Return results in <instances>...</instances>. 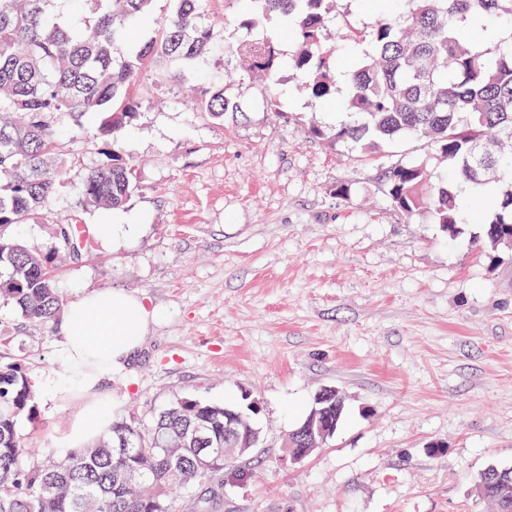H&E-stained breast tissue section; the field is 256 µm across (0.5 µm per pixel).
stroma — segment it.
Returning <instances> with one entry per match:
<instances>
[{
	"label": "stroma",
	"instance_id": "stroma-1",
	"mask_svg": "<svg viewBox=\"0 0 512 512\" xmlns=\"http://www.w3.org/2000/svg\"><path fill=\"white\" fill-rule=\"evenodd\" d=\"M204 7L210 54L157 88L122 135L139 188L114 219L138 232L118 247L88 239L55 263L63 299L120 289L157 315L99 398L113 420L146 423L182 397L255 399L256 474L225 478L219 512H495L473 486L488 467L512 468V250L475 247L488 215L450 238L428 214L394 209L379 170L419 161L443 176L430 147L360 154L316 138L311 127L346 120L345 87L315 99L288 66L272 78L225 72L247 11L243 0ZM373 19L370 0H339L327 30L339 70L358 55L348 24ZM205 82L236 105L223 121L190 102ZM272 95L280 111L267 109ZM65 147L67 195L17 227L34 246H49L100 160L88 139ZM63 339L61 322L0 308V363L37 386L38 422L20 432L39 455L64 451V424L86 411L68 389ZM330 386L346 397L334 437L283 464L284 435Z\"/></svg>",
	"mask_w": 512,
	"mask_h": 512
}]
</instances>
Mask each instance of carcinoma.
Wrapping results in <instances>:
<instances>
[{"label": "carcinoma", "instance_id": "1", "mask_svg": "<svg viewBox=\"0 0 512 512\" xmlns=\"http://www.w3.org/2000/svg\"><path fill=\"white\" fill-rule=\"evenodd\" d=\"M71 0H0V306L46 325L63 297L53 280V257L74 255L83 242L76 214L56 224L47 252L30 246L16 226L48 213L68 188L65 131L87 136L101 160L86 169L76 208L108 214L137 189L135 161L121 141L136 118L144 86L183 80L210 48L203 0H174L160 22L153 0H93L97 16L82 26ZM337 0H248V28L282 17L297 43L290 66L307 75L304 88L325 98L337 79L326 30ZM376 19L351 29L359 47L345 74L349 119L311 133L332 145L365 153L392 141L431 146L447 167L434 184L427 167L386 168L381 182L391 205L406 215L427 212L453 237L473 210L493 211L486 253L512 240V38L488 46L464 42L459 31L493 22L512 30V0H370ZM149 29L129 38L131 25ZM251 72L271 77L282 60L272 40L232 48ZM196 110L220 121L234 105L224 87L199 94ZM35 391L16 364L0 365V512H170L173 494L224 472L251 476L236 456V434L255 437L253 412L238 405L180 398L148 424L123 421L110 435L55 458L31 456L19 422L35 420ZM345 400L333 388L313 408L329 410L336 433ZM475 494L512 512V469L487 468Z\"/></svg>", "mask_w": 512, "mask_h": 512}]
</instances>
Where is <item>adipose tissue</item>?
Instances as JSON below:
<instances>
[{"mask_svg": "<svg viewBox=\"0 0 512 512\" xmlns=\"http://www.w3.org/2000/svg\"><path fill=\"white\" fill-rule=\"evenodd\" d=\"M155 314L143 300L122 291H95L70 300L61 313L64 354L68 363L87 364L104 358L105 370L124 366L142 348ZM110 417L99 402L72 422L68 447L79 448L107 432Z\"/></svg>", "mask_w": 512, "mask_h": 512, "instance_id": "ef3b65f1", "label": "adipose tissue"}]
</instances>
